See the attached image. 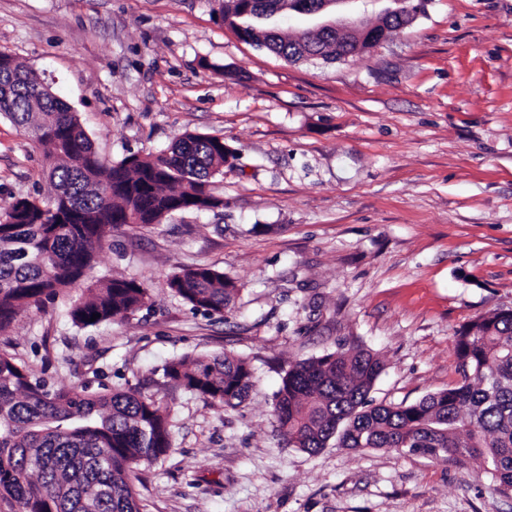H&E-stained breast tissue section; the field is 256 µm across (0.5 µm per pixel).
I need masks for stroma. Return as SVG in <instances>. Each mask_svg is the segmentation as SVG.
Wrapping results in <instances>:
<instances>
[{"mask_svg": "<svg viewBox=\"0 0 512 512\" xmlns=\"http://www.w3.org/2000/svg\"><path fill=\"white\" fill-rule=\"evenodd\" d=\"M222 0H0V52L43 72L109 164L186 132L232 153L222 204L115 230L89 281L145 305L75 326L80 288L22 308L0 351L55 386L136 385L169 409L173 450L140 469L145 512H512L476 461L288 446L273 397L289 365L364 348L376 404L455 384V336L512 308V0H423L345 61L290 62L242 41ZM42 153L0 118V214L48 201ZM205 265L237 287L224 316L167 286ZM244 358L236 406L162 377L169 360Z\"/></svg>", "mask_w": 512, "mask_h": 512, "instance_id": "obj_1", "label": "stroma"}]
</instances>
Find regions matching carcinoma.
Returning a JSON list of instances; mask_svg holds the SVG:
<instances>
[{
  "mask_svg": "<svg viewBox=\"0 0 512 512\" xmlns=\"http://www.w3.org/2000/svg\"><path fill=\"white\" fill-rule=\"evenodd\" d=\"M284 0H255L251 12L278 15ZM245 3L224 0L235 26ZM239 37L287 60L316 54L336 61L328 35H286L269 26ZM31 70L0 53V117L30 137L43 156L53 196L21 197L0 218V334L25 304L70 288L84 293L69 311L87 327L123 319L145 304L147 289L123 278L86 282L112 230L153 224L177 211L219 204L211 179L230 149L216 137L185 133L165 151L102 163L79 116L53 90L36 89ZM168 288L196 310L224 314L235 283L210 267H186ZM99 318L90 321L92 315ZM459 382L412 404L374 405L384 365L369 351L338 348L294 363L275 396L274 417L288 445L317 453L334 439L345 448L474 459L501 494L512 491V310L480 316L457 334ZM166 382L206 401L233 406L248 393L247 362L225 354L178 358L162 367ZM169 414L138 387L91 392L55 388L29 366L0 352V499L15 512H141L139 467L172 451Z\"/></svg>",
  "mask_w": 512,
  "mask_h": 512,
  "instance_id": "obj_1",
  "label": "carcinoma"
}]
</instances>
